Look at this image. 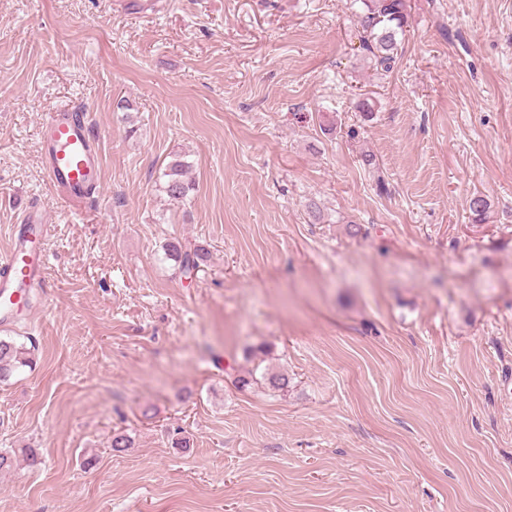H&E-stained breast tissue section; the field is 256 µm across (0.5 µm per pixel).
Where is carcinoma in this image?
Returning a JSON list of instances; mask_svg holds the SVG:
<instances>
[{"mask_svg":"<svg viewBox=\"0 0 512 512\" xmlns=\"http://www.w3.org/2000/svg\"><path fill=\"white\" fill-rule=\"evenodd\" d=\"M360 10L355 13L358 37L362 49L367 52L369 64L385 73L392 69L407 26V5L405 0H357ZM183 161L174 159L166 167L164 190L168 198L176 203L187 199L193 191V184L185 179ZM166 256L174 260L178 272L186 279L192 278L204 260V249L197 246L184 249L178 243H170ZM35 344L19 342L11 336H0V383L8 380L15 372L31 368L34 364ZM259 382L268 388L288 391V376L266 372Z\"/></svg>","mask_w":512,"mask_h":512,"instance_id":"1","label":"carcinoma"}]
</instances>
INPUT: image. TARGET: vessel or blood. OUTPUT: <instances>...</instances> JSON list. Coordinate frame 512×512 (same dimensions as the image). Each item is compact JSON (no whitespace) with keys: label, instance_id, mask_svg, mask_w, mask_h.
Instances as JSON below:
<instances>
[{"label":"vessel or blood","instance_id":"obj_1","mask_svg":"<svg viewBox=\"0 0 512 512\" xmlns=\"http://www.w3.org/2000/svg\"><path fill=\"white\" fill-rule=\"evenodd\" d=\"M78 110L71 103L48 113L38 131L47 180L76 212L92 201L101 168L100 145ZM52 226L51 211L38 203L26 208L22 223L14 225L10 247L0 253V326L29 315L33 289L46 288Z\"/></svg>","mask_w":512,"mask_h":512}]
</instances>
